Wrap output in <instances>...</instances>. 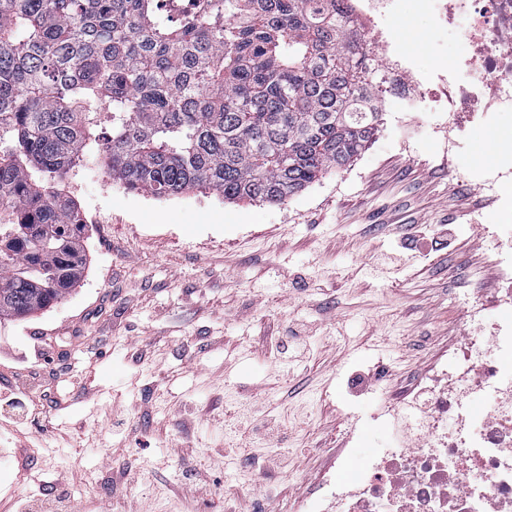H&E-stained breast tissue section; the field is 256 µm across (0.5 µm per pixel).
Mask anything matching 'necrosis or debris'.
<instances>
[{"mask_svg": "<svg viewBox=\"0 0 512 512\" xmlns=\"http://www.w3.org/2000/svg\"><path fill=\"white\" fill-rule=\"evenodd\" d=\"M405 112H444L448 127L512 111V0H352ZM461 29L456 55L425 82L394 36L407 8ZM489 333L465 335L455 388L422 384L409 442L359 458L316 512H512V290Z\"/></svg>", "mask_w": 512, "mask_h": 512, "instance_id": "obj_1", "label": "necrosis or debris"}]
</instances>
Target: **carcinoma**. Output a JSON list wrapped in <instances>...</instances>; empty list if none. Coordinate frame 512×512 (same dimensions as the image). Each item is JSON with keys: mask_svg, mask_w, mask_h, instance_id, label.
Returning <instances> with one entry per match:
<instances>
[{"mask_svg": "<svg viewBox=\"0 0 512 512\" xmlns=\"http://www.w3.org/2000/svg\"><path fill=\"white\" fill-rule=\"evenodd\" d=\"M170 2L0 0V318L84 273L54 182L97 168L157 197L278 205L379 131L386 81L349 0Z\"/></svg>", "mask_w": 512, "mask_h": 512, "instance_id": "1", "label": "carcinoma"}]
</instances>
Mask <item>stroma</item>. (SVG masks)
Instances as JSON below:
<instances>
[{
    "label": "stroma",
    "mask_w": 512,
    "mask_h": 512,
    "mask_svg": "<svg viewBox=\"0 0 512 512\" xmlns=\"http://www.w3.org/2000/svg\"><path fill=\"white\" fill-rule=\"evenodd\" d=\"M394 33L428 70L456 48L425 15ZM437 122L387 107L360 156L279 205L72 176L81 280L47 310L0 319V512H37L33 453L68 512H307L330 478L350 480L337 448L390 442L398 388L459 346L475 299L486 323L500 317L483 263L512 240V185L496 202L449 171ZM510 137L512 112L470 123L462 164ZM386 250L405 265L373 275ZM306 320L321 327L314 355L271 357L272 334ZM269 413L280 433L264 446L252 428ZM277 446L288 467L265 470Z\"/></svg>",
    "instance_id": "stroma-1"
}]
</instances>
